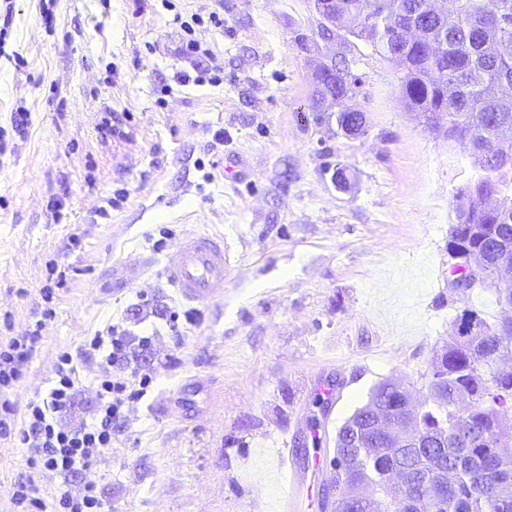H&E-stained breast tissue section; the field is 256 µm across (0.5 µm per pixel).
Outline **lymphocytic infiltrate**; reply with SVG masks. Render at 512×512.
<instances>
[{
	"instance_id": "f902f5d3",
	"label": "lymphocytic infiltrate",
	"mask_w": 512,
	"mask_h": 512,
	"mask_svg": "<svg viewBox=\"0 0 512 512\" xmlns=\"http://www.w3.org/2000/svg\"><path fill=\"white\" fill-rule=\"evenodd\" d=\"M66 272H57L53 284L44 286L41 319L34 330L0 340V438H10L25 450V472L13 483V512H104L95 480L86 473L101 454L112 449V433L125 417V407L142 399L156 373L142 365L139 355L151 347L149 335L134 336L122 324H109L85 343V350L98 360L96 401L86 415H75L80 395L79 363L66 350L60 351L45 393L36 395L24 415L5 390L13 388L23 369L37 352L45 322L54 315L57 289L63 288ZM83 476L79 492L70 482Z\"/></svg>"
}]
</instances>
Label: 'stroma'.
I'll list each match as a JSON object with an SVG mask.
<instances>
[{"mask_svg":"<svg viewBox=\"0 0 512 512\" xmlns=\"http://www.w3.org/2000/svg\"><path fill=\"white\" fill-rule=\"evenodd\" d=\"M5 50L0 337L32 328L50 265L68 273L8 398L24 410L59 348L81 354L107 324L155 337L143 363L157 377L90 471L106 512H272L287 489L279 450L316 414L318 382L344 383L331 439L379 381L426 400L422 375L461 310L500 315L492 289H448L472 158L406 110L369 45L322 39L308 0H12ZM331 61L366 116L361 137L308 107ZM163 228L170 248L223 237L222 296L190 304L171 288L153 246ZM181 392L193 416L163 413ZM24 469L0 439V512Z\"/></svg>","mask_w":512,"mask_h":512,"instance_id":"35a3bbf8","label":"stroma"}]
</instances>
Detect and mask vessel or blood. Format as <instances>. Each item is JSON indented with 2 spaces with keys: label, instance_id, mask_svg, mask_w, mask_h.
Returning a JSON list of instances; mask_svg holds the SVG:
<instances>
[{
  "label": "vessel or blood",
  "instance_id": "b4317fda",
  "mask_svg": "<svg viewBox=\"0 0 512 512\" xmlns=\"http://www.w3.org/2000/svg\"><path fill=\"white\" fill-rule=\"evenodd\" d=\"M164 272L173 288L188 302L199 303L223 295L228 261L222 237L206 233L186 235L179 248L164 258ZM308 461L290 460L285 506L301 512L307 485Z\"/></svg>",
  "mask_w": 512,
  "mask_h": 512
}]
</instances>
